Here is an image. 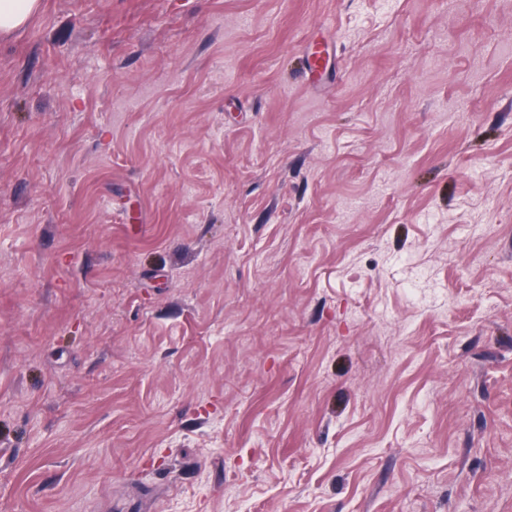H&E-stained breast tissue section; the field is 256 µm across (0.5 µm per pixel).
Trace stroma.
I'll list each match as a JSON object with an SVG mask.
<instances>
[{"label": "stroma", "mask_w": 512, "mask_h": 512, "mask_svg": "<svg viewBox=\"0 0 512 512\" xmlns=\"http://www.w3.org/2000/svg\"><path fill=\"white\" fill-rule=\"evenodd\" d=\"M0 512H512V0L1 35Z\"/></svg>", "instance_id": "obj_1"}]
</instances>
